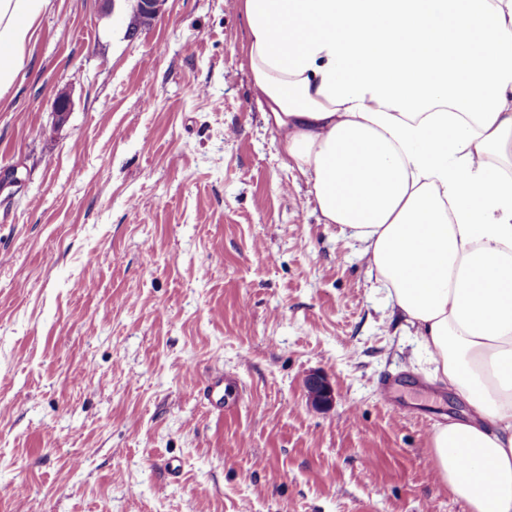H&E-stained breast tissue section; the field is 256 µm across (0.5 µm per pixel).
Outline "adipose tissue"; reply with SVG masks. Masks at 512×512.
I'll list each match as a JSON object with an SVG mask.
<instances>
[{
  "instance_id": "adipose-tissue-1",
  "label": "adipose tissue",
  "mask_w": 512,
  "mask_h": 512,
  "mask_svg": "<svg viewBox=\"0 0 512 512\" xmlns=\"http://www.w3.org/2000/svg\"><path fill=\"white\" fill-rule=\"evenodd\" d=\"M53 7L0 0V103ZM241 8L285 166L322 223L361 244L434 380L468 405L432 429L437 478L468 512H512V0Z\"/></svg>"
}]
</instances>
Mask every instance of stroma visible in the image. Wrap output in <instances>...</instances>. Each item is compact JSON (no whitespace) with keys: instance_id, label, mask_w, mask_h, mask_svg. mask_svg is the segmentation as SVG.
<instances>
[{"instance_id":"35a3bbf8","label":"stroma","mask_w":512,"mask_h":512,"mask_svg":"<svg viewBox=\"0 0 512 512\" xmlns=\"http://www.w3.org/2000/svg\"><path fill=\"white\" fill-rule=\"evenodd\" d=\"M133 12L56 0L0 108V512H468L428 448L467 405L284 166L239 0ZM306 386L314 406L326 407L332 403V389L324 377L312 375L307 379Z\"/></svg>"}]
</instances>
